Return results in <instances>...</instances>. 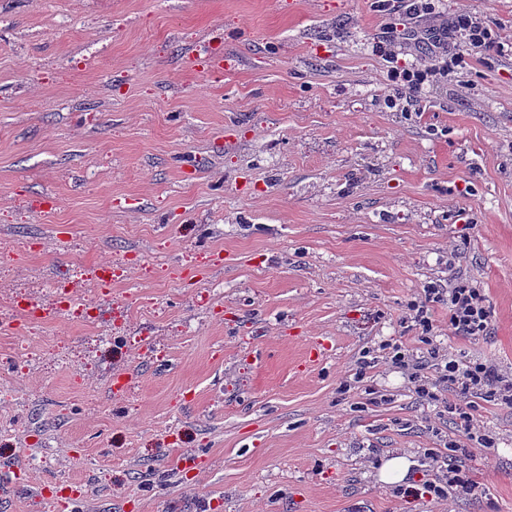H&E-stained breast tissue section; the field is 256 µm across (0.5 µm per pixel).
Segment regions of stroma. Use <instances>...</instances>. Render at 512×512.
I'll use <instances>...</instances> for the list:
<instances>
[{
	"mask_svg": "<svg viewBox=\"0 0 512 512\" xmlns=\"http://www.w3.org/2000/svg\"><path fill=\"white\" fill-rule=\"evenodd\" d=\"M436 10L499 45L401 112L369 0H0V512H512V409L353 380L453 249L492 321L436 340L512 372V0ZM450 438L481 495L379 481ZM407 455H396L387 459L380 468V481L388 484H398L409 472L411 463Z\"/></svg>",
	"mask_w": 512,
	"mask_h": 512,
	"instance_id": "1",
	"label": "stroma"
}]
</instances>
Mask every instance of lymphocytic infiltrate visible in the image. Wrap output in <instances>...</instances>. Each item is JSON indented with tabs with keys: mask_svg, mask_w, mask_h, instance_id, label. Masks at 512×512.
Returning a JSON list of instances; mask_svg holds the SVG:
<instances>
[{
	"mask_svg": "<svg viewBox=\"0 0 512 512\" xmlns=\"http://www.w3.org/2000/svg\"><path fill=\"white\" fill-rule=\"evenodd\" d=\"M463 31L464 39L449 44L447 27L428 28L431 49L420 56L411 67L398 66V35L388 30L386 36L376 41V52L393 64L392 82L407 89L405 97H388L389 107L407 111L416 102L417 93L427 81L442 77L448 70L449 55H478L493 48L492 31L488 24L469 14H459L455 23ZM425 297L412 301L408 306V322L422 334L433 333L434 325L428 314L429 303H443L448 307V333L452 336L476 337L485 335L492 318V310L482 289L473 287L466 279L449 277L447 287L430 286ZM389 359L408 373V380L419 399L436 402L442 394L453 393L455 400L446 405L456 424L481 447L490 448L495 439L481 425L474 414L476 400L482 399L506 408H512V377L503 373L500 366L490 359L471 360L452 349L433 348L428 354L418 355L403 344L389 346ZM424 488L432 497L446 501L455 495H478L482 489L474 479L471 469L463 462L450 458L440 462L436 472Z\"/></svg>",
	"mask_w": 512,
	"mask_h": 512,
	"instance_id": "1",
	"label": "lymphocytic infiltrate"
}]
</instances>
